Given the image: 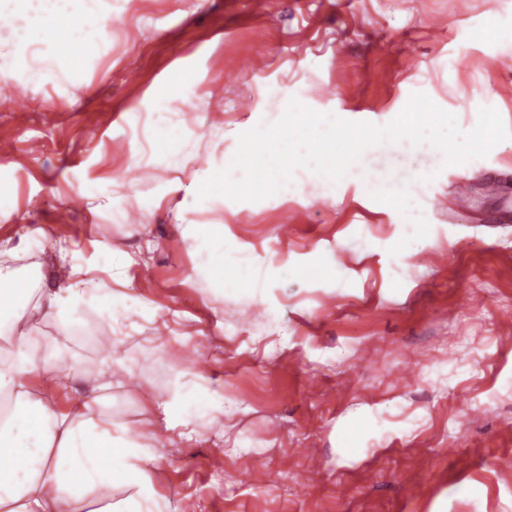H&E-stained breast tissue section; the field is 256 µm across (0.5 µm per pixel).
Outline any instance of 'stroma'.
Wrapping results in <instances>:
<instances>
[{
  "instance_id": "obj_1",
  "label": "stroma",
  "mask_w": 512,
  "mask_h": 512,
  "mask_svg": "<svg viewBox=\"0 0 512 512\" xmlns=\"http://www.w3.org/2000/svg\"><path fill=\"white\" fill-rule=\"evenodd\" d=\"M225 2L0 0V100L29 115L21 127L0 112V269L35 268L46 294L66 285L54 244L71 264L119 250L129 264L94 271L92 287L129 290L155 314L117 344L85 310L81 363L55 405L92 396L102 355L127 365L113 423L157 448L175 508L512 512V473L495 469L512 459V278L499 274L512 267V139L451 166L400 143L396 177L367 151L337 183L301 168L257 202L196 197L238 135L292 99L381 126L423 93L462 131L484 106L512 129V71L497 65L512 57V0H269L273 26ZM104 17L122 32L89 36ZM161 100L178 115L170 133L150 120ZM204 220L224 238L222 291L198 272L189 227ZM279 265L288 275L266 277ZM242 277L264 300L238 292ZM195 336L206 364H173ZM177 374L224 401L188 440L165 428ZM364 412L362 449L344 455V423ZM469 483L479 494L459 495Z\"/></svg>"
}]
</instances>
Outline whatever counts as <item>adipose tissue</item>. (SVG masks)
<instances>
[{
	"instance_id": "1",
	"label": "adipose tissue",
	"mask_w": 512,
	"mask_h": 512,
	"mask_svg": "<svg viewBox=\"0 0 512 512\" xmlns=\"http://www.w3.org/2000/svg\"><path fill=\"white\" fill-rule=\"evenodd\" d=\"M68 285L40 303L13 284L0 290V304L11 303L34 314L70 323L79 303L100 307L116 334H123L131 314L150 319V309L125 303L107 288L87 287L84 270L72 266ZM69 336H11L0 327V512H168L151 446L131 442L113 428L111 416L94 399L73 400L58 408L37 396L26 376L39 371L49 391L64 390L80 364ZM218 407L204 380L172 381L167 429L188 428ZM120 490L119 498L100 502L99 492Z\"/></svg>"
}]
</instances>
